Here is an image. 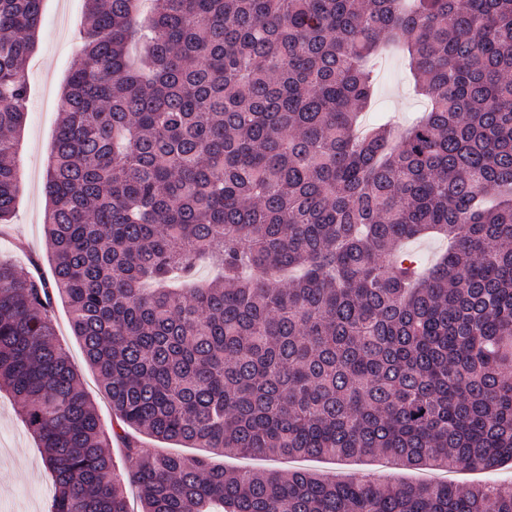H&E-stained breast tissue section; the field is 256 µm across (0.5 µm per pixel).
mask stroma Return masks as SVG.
<instances>
[{"mask_svg": "<svg viewBox=\"0 0 512 512\" xmlns=\"http://www.w3.org/2000/svg\"><path fill=\"white\" fill-rule=\"evenodd\" d=\"M85 0H44L36 32L35 51L28 64L31 94L26 103V123L18 134L17 160L23 174L18 206L12 224L0 231V255L17 262L23 272L38 271L51 278L52 264L47 253L44 220L46 161L52 148L58 122V99L70 72L80 58L76 36L84 21ZM376 96L362 117L363 127L380 118L396 125L411 122L429 108L411 87L409 70L397 51L383 54L374 65ZM58 340L76 366L83 387L94 403L103 424H111L112 407L94 372L87 366L82 347L73 335L63 304H56ZM0 512H26L27 501H34L38 512H47L53 491L40 455L7 397L0 396ZM225 468L243 467L280 471L309 470L329 478L346 480L353 476L379 475L406 483L432 480V473L421 469H389L378 458L362 456L344 459L328 457H265L261 455L221 457Z\"/></svg>", "mask_w": 512, "mask_h": 512, "instance_id": "1", "label": "stroma"}]
</instances>
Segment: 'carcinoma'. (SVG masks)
Masks as SVG:
<instances>
[{
  "instance_id": "1",
  "label": "carcinoma",
  "mask_w": 512,
  "mask_h": 512,
  "mask_svg": "<svg viewBox=\"0 0 512 512\" xmlns=\"http://www.w3.org/2000/svg\"><path fill=\"white\" fill-rule=\"evenodd\" d=\"M42 2L0 0V224ZM86 2L45 183L53 282L0 258V392L48 512H133L128 484L141 512H512V483L217 462H512V0H150L141 25L142 0ZM393 43L431 108L363 134ZM426 235L448 251L421 273L397 249ZM202 260L222 274L166 287ZM54 310L58 334L57 338L76 366L84 390L94 403L102 423L106 426H110L112 422V407L107 396L101 389L94 372L86 364L81 344L72 334L66 308L58 300ZM226 469H239L243 467L254 469H273L280 471L288 470H309L325 477L336 478V480H347L353 476L376 477L385 475L392 481L406 484H419L422 482L449 479L459 484H478L493 482H510L512 480V463H504L500 467L483 470L459 469L451 475L438 476L421 469H388L385 464L373 456H362L344 459H331L328 457H265L261 455L240 457L228 455L217 459Z\"/></svg>"
}]
</instances>
